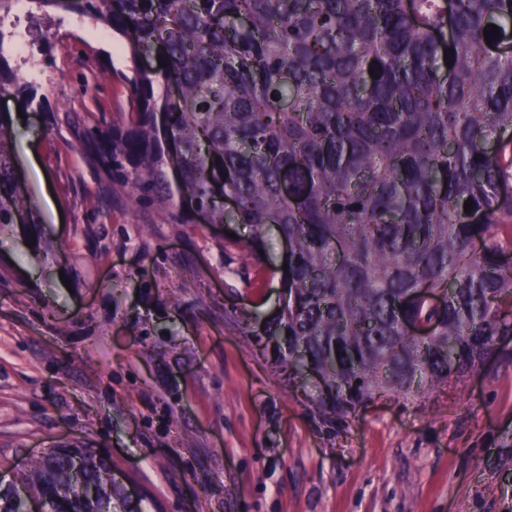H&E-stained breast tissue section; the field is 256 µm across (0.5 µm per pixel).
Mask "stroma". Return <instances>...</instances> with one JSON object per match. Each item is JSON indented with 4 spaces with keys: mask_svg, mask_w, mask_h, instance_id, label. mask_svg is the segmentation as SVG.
Masks as SVG:
<instances>
[{
    "mask_svg": "<svg viewBox=\"0 0 512 512\" xmlns=\"http://www.w3.org/2000/svg\"><path fill=\"white\" fill-rule=\"evenodd\" d=\"M10 66L17 172L39 225L0 227V482L53 448H90L143 512H512V342L473 376L391 394L327 427L313 375L248 333L282 298L228 227L174 224L108 190L73 121L132 108L126 41L76 13L30 26Z\"/></svg>",
    "mask_w": 512,
    "mask_h": 512,
    "instance_id": "stroma-1",
    "label": "stroma"
}]
</instances>
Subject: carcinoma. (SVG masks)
I'll list each match as a JSON object with an SVG mask.
<instances>
[{"instance_id": "1", "label": "carcinoma", "mask_w": 512, "mask_h": 512, "mask_svg": "<svg viewBox=\"0 0 512 512\" xmlns=\"http://www.w3.org/2000/svg\"><path fill=\"white\" fill-rule=\"evenodd\" d=\"M31 2L30 18L79 13L127 42L133 112L77 128L107 185L174 224L193 222L188 198L207 223L249 230L244 265L265 261L266 227L288 241L262 335L283 340L279 362L320 373L309 410L323 424L479 372L512 336V0ZM0 93L34 100L1 67ZM12 126L0 112V225L33 228ZM422 288L448 291L446 306ZM433 321L430 336L406 330ZM30 481L48 512H111L119 496L90 449L51 451ZM26 503L0 489V512Z\"/></svg>"}]
</instances>
